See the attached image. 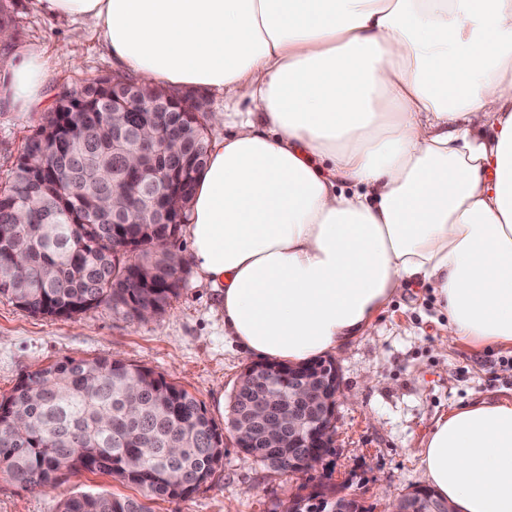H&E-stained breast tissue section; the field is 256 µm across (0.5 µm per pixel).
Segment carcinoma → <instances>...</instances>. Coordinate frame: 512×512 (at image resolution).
<instances>
[{"instance_id":"cac0c4a2","label":"carcinoma","mask_w":512,"mask_h":512,"mask_svg":"<svg viewBox=\"0 0 512 512\" xmlns=\"http://www.w3.org/2000/svg\"><path fill=\"white\" fill-rule=\"evenodd\" d=\"M130 109L132 125L181 124L183 142L161 159L145 155L148 174L135 183L163 178L192 198L209 142L185 119L180 100L157 87L96 78L77 95H60L28 138L9 182L0 188V296L32 314L71 318L106 304L125 317L158 315L177 297L180 265L167 248L180 230L167 224H114L98 199L113 182L99 168L123 172L124 139L112 147L102 134L112 107ZM309 370L328 375L334 362L313 360L288 370L282 362L260 363L240 376L231 395L225 431L245 427L242 448L264 464L310 470L330 448H313L288 464L287 448H270L259 415L288 422L276 395ZM224 460V436L205 406L187 390L150 368L108 358L67 359L22 377L0 401V476L23 489L53 485L60 466L107 474L137 486L144 498L186 499L205 484ZM60 512H151L129 497L81 493Z\"/></svg>"}]
</instances>
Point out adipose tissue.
I'll list each match as a JSON object with an SVG mask.
<instances>
[{"mask_svg":"<svg viewBox=\"0 0 512 512\" xmlns=\"http://www.w3.org/2000/svg\"><path fill=\"white\" fill-rule=\"evenodd\" d=\"M146 81L243 102L199 175L188 260L244 354L362 336L411 282L448 337L512 346V0H37ZM49 61L0 72L21 107ZM421 464L458 512H512V404L438 419Z\"/></svg>","mask_w":512,"mask_h":512,"instance_id":"obj_1","label":"adipose tissue"}]
</instances>
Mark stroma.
Returning <instances> with one entry per match:
<instances>
[{
    "label": "stroma",
    "mask_w": 512,
    "mask_h": 512,
    "mask_svg": "<svg viewBox=\"0 0 512 512\" xmlns=\"http://www.w3.org/2000/svg\"><path fill=\"white\" fill-rule=\"evenodd\" d=\"M18 44L50 59L48 96L31 112L0 100V187L8 181L27 139L63 91L115 74L112 57L91 24L72 37L69 23L19 0ZM182 257L181 288L166 311L147 320L117 314L107 305L70 318L33 315L0 297V399L24 374L56 362L109 357L162 374L202 401L223 426L233 384L250 356L224 334L215 292L200 282L178 234L170 245ZM512 347H475L448 339V316L429 288H405L376 314L369 328L333 352L344 393L337 407L335 452L300 476L273 471L224 439V464L185 500L151 501L153 512H272L276 502L318 483L346 484L372 512L425 485L421 444L435 421L476 402H512ZM104 492L137 498L139 488L84 472L46 488L22 489L0 477V512H57L66 498Z\"/></svg>",
    "instance_id": "1"
}]
</instances>
